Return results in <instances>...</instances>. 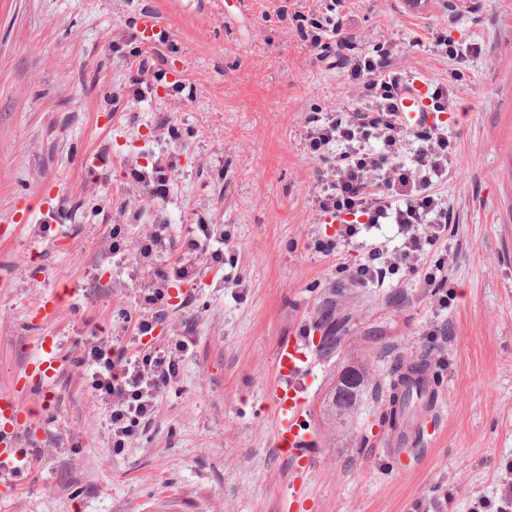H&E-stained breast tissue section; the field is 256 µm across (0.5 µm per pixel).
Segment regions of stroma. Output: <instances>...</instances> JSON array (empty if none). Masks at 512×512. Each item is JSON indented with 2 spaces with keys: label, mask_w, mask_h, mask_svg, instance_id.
I'll return each instance as SVG.
<instances>
[{
  "label": "stroma",
  "mask_w": 512,
  "mask_h": 512,
  "mask_svg": "<svg viewBox=\"0 0 512 512\" xmlns=\"http://www.w3.org/2000/svg\"><path fill=\"white\" fill-rule=\"evenodd\" d=\"M325 0H0V391L29 369L39 337L66 358L49 395L24 391L17 447L27 474L0 472V512H413L452 495L453 512L497 498L512 473V0H347L356 51L390 50L405 76L448 89L453 146L436 191L448 209L443 292L405 265L382 283L352 284L344 267L372 243L399 247L393 224L360 233L335 256L315 251L335 225L313 204L324 162L306 148L312 110L352 111L348 70L318 59L296 15ZM155 11L177 44L143 92L113 45L140 44ZM446 29L458 54H442ZM145 53L152 46L143 45ZM187 130L171 143L166 125ZM162 163L161 202L129 180ZM52 187L49 206L38 203ZM35 208L24 219L19 197ZM182 235L226 224L241 285L198 260L171 282L152 338L184 339L178 375L129 448L114 451L104 404L81 359L94 337L140 315L148 275L136 245L151 225ZM120 231L126 253L111 251ZM60 285L76 290L43 320L32 312ZM346 320L321 357L314 323ZM294 340L308 365L290 384L306 399L313 465L274 444L270 392L277 350ZM430 352L438 403L413 445L380 426L366 394L347 423L319 407L345 368L384 378L395 356Z\"/></svg>",
  "instance_id": "1"
}]
</instances>
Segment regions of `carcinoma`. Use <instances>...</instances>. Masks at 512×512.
<instances>
[{
    "label": "carcinoma",
    "instance_id": "obj_1",
    "mask_svg": "<svg viewBox=\"0 0 512 512\" xmlns=\"http://www.w3.org/2000/svg\"><path fill=\"white\" fill-rule=\"evenodd\" d=\"M319 326L324 330L318 351L330 355L336 351L339 326L332 321V309L327 308L320 316ZM432 363L429 355L422 352L409 359L399 356L394 359L384 380L373 381L366 369L358 365L352 368L354 384L352 395L342 402L336 401V387H331L320 408L322 418L336 420L348 417L356 405L370 390L386 394L387 405L381 417V424L394 432H401L409 426L410 419L418 409L427 410L433 406L436 389L431 383Z\"/></svg>",
    "mask_w": 512,
    "mask_h": 512
}]
</instances>
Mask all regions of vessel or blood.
I'll list each match as a JSON object with an SVG mask.
<instances>
[{
  "label": "vessel or blood",
  "instance_id": "obj_1",
  "mask_svg": "<svg viewBox=\"0 0 512 512\" xmlns=\"http://www.w3.org/2000/svg\"><path fill=\"white\" fill-rule=\"evenodd\" d=\"M399 111L406 123L418 125L429 119L428 85L425 79L411 81L401 97ZM41 354L33 363L31 377L34 386L49 391L55 383L61 361L55 343H40ZM306 359L296 345H282L278 352V371L290 376L301 370ZM273 401L274 440L279 448L298 467L308 468L311 458L308 448L313 441V431L304 411L305 399L294 390L275 386L271 391ZM19 406L12 394H0V466L16 470L33 468L32 459L23 456L16 448L15 432Z\"/></svg>",
  "mask_w": 512,
  "mask_h": 512
}]
</instances>
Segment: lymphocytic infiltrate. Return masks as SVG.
Here are the masks:
<instances>
[{"mask_svg": "<svg viewBox=\"0 0 512 512\" xmlns=\"http://www.w3.org/2000/svg\"><path fill=\"white\" fill-rule=\"evenodd\" d=\"M303 37L320 48L323 34H330L337 55L352 54L350 76L358 87L356 114L315 112L309 115L308 147L321 157L332 141L346 142L348 149L318 179L314 203L324 213L350 215L351 223L340 225L333 239L317 241L318 252L329 255L351 244L358 234L357 218L397 225L404 237L401 250L391 253L379 247L368 251L350 271L359 284L383 280L400 266L436 252L448 232V211L430 188L448 169V134L439 125L414 128L404 124L398 102L408 82L389 67L388 53L355 54V35L333 16H302ZM378 141L369 149L370 141ZM413 145L403 155L405 145ZM232 236L221 224L199 225L197 232L175 235L168 224L152 225L138 243L142 262H158L153 277L141 286L144 314L127 340L97 338L87 352L92 388L104 402L112 433V446L123 449L136 438L140 426L155 412L160 396L178 374L185 341L149 346L144 336L152 334L164 319L169 304V275L195 277L196 260L207 255L210 264H224V252Z\"/></svg>", "mask_w": 512, "mask_h": 512, "instance_id": "1", "label": "lymphocytic infiltrate"}]
</instances>
